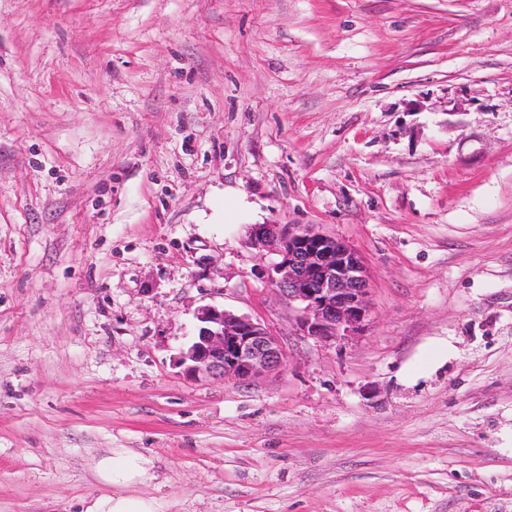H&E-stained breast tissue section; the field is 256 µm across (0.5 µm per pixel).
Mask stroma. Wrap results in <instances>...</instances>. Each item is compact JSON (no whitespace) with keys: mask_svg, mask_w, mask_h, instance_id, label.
Masks as SVG:
<instances>
[{"mask_svg":"<svg viewBox=\"0 0 512 512\" xmlns=\"http://www.w3.org/2000/svg\"><path fill=\"white\" fill-rule=\"evenodd\" d=\"M254 224L342 239L302 335ZM215 305L287 356L175 365ZM512 512V0H0V512ZM249 240L279 255L269 276L279 295L297 309L303 335L336 341L362 333L371 314L370 288L353 248L293 224H254ZM153 466L151 458L127 450H112L99 458L95 466L98 480L112 487V494L95 498L85 512H159L155 499L129 493L154 478Z\"/></svg>","mask_w":512,"mask_h":512,"instance_id":"1","label":"stroma"}]
</instances>
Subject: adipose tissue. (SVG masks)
Listing matches in <instances>:
<instances>
[{
    "label": "adipose tissue",
    "mask_w": 512,
    "mask_h": 512,
    "mask_svg": "<svg viewBox=\"0 0 512 512\" xmlns=\"http://www.w3.org/2000/svg\"><path fill=\"white\" fill-rule=\"evenodd\" d=\"M95 470L99 481L110 486L111 491L95 498L86 512H157L155 499L133 493L134 488L152 480L151 458L116 450L99 458Z\"/></svg>",
    "instance_id": "1"
}]
</instances>
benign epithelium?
I'll list each match as a JSON object with an SVG mask.
<instances>
[{
  "mask_svg": "<svg viewBox=\"0 0 512 512\" xmlns=\"http://www.w3.org/2000/svg\"><path fill=\"white\" fill-rule=\"evenodd\" d=\"M249 240L279 255L270 278L279 295L297 309L303 335L336 341L362 333L371 314L370 288L353 248L292 224H255ZM196 319L197 335L176 359L187 378L248 383L285 366L278 336L261 322L213 305L200 307Z\"/></svg>",
  "mask_w": 512,
  "mask_h": 512,
  "instance_id": "obj_1",
  "label": "benign epithelium"
}]
</instances>
